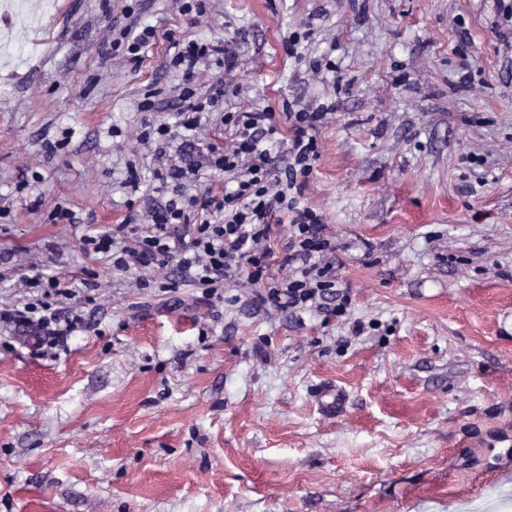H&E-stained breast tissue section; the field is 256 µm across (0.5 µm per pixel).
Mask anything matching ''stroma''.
Wrapping results in <instances>:
<instances>
[{
    "mask_svg": "<svg viewBox=\"0 0 512 512\" xmlns=\"http://www.w3.org/2000/svg\"><path fill=\"white\" fill-rule=\"evenodd\" d=\"M26 2L0 15V305L34 262L98 286L66 347L0 333V512H512V24L495 0H202L192 27L174 0ZM145 22L159 36L136 64L114 28ZM173 37L236 40L239 65L200 63L197 96L233 90L161 157L138 135L174 120ZM256 105L330 110L303 199L351 292L336 321L267 313L251 285L216 307L138 288L80 248L163 206L153 171ZM324 383L349 394L339 417L312 402Z\"/></svg>",
    "mask_w": 512,
    "mask_h": 512,
    "instance_id": "obj_1",
    "label": "stroma"
}]
</instances>
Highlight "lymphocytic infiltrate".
<instances>
[{"mask_svg":"<svg viewBox=\"0 0 512 512\" xmlns=\"http://www.w3.org/2000/svg\"><path fill=\"white\" fill-rule=\"evenodd\" d=\"M172 59L185 82L198 79L200 61L216 55L225 71L238 65L232 42L215 46L204 40L178 42ZM224 81L210 84L202 101H185L176 126L144 122L140 140L169 141L180 130H196L207 109L222 102ZM324 113L298 110L276 116L272 107L228 112L224 125L232 132L223 148L209 149L201 165L222 174L224 191L202 198L186 197L183 167L168 166L160 181H172V196L148 222L129 227L130 240L114 231L83 235L85 254L109 260L114 270L127 273L166 270V277L137 278L140 288L160 292L183 286L201 289L205 299L223 300L224 285L243 281L262 285L260 307L295 317L307 312L324 320L344 315L351 304L349 289L336 286V244L327 233L324 216L303 199V178L319 158L316 133ZM288 227L281 256L269 240L275 225ZM278 262L284 276L271 279L267 270ZM22 282L26 300L0 308V324L31 331L35 347H55L89 329L81 311L70 307L76 292L71 280L33 266Z\"/></svg>","mask_w":512,"mask_h":512,"instance_id":"1","label":"lymphocytic infiltrate"}]
</instances>
